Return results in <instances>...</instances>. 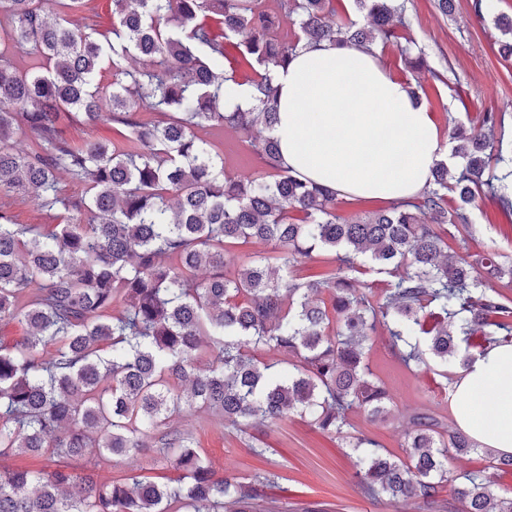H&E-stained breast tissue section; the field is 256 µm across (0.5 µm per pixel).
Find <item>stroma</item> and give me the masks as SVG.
<instances>
[{
  "mask_svg": "<svg viewBox=\"0 0 512 512\" xmlns=\"http://www.w3.org/2000/svg\"><path fill=\"white\" fill-rule=\"evenodd\" d=\"M472 2L456 0L454 10L444 15L434 0H406L405 37L414 49L423 51L426 68L406 69L392 44L376 48L375 53L392 75L423 86L421 103L432 113L441 139H448L453 125L472 126L479 113H504V125L495 135L508 155L512 153V61L498 54L503 34L494 20L501 14L512 16V0H493L480 19ZM0 210L9 212L16 223L34 224L47 232L66 217L65 212L43 211L33 201L4 191ZM467 211L470 226L450 239L451 249L471 257L493 250L502 262H512V218L485 198L476 199ZM372 341L369 366L393 398L391 413L383 422L353 414V434L373 438L400 457L415 412L430 410L447 429H456L454 385L462 377V365L449 364L444 377L424 368L411 373L393 355L384 328H377ZM171 425L191 434L195 448L212 458L218 475L277 474L276 486L258 499L257 512H394L393 507L362 495L355 478L357 457L345 442L323 435L299 416L254 430L265 449L261 456L251 452L239 431L212 414H185Z\"/></svg>",
  "mask_w": 512,
  "mask_h": 512,
  "instance_id": "1",
  "label": "stroma"
}]
</instances>
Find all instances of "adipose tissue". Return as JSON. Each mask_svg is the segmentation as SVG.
<instances>
[{"instance_id":"1","label":"adipose tissue","mask_w":512,"mask_h":512,"mask_svg":"<svg viewBox=\"0 0 512 512\" xmlns=\"http://www.w3.org/2000/svg\"><path fill=\"white\" fill-rule=\"evenodd\" d=\"M271 134L302 178L369 201L423 189L446 157L433 116L372 55L322 43L277 70ZM458 427L482 446L512 453V345L470 362L456 385Z\"/></svg>"}]
</instances>
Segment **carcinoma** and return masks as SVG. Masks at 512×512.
<instances>
[{
    "mask_svg": "<svg viewBox=\"0 0 512 512\" xmlns=\"http://www.w3.org/2000/svg\"><path fill=\"white\" fill-rule=\"evenodd\" d=\"M0 0V42L29 45L47 61L19 70L0 55V191L70 213L44 233L0 212V456L50 454L78 460L99 448L115 465L145 438L176 476L131 475L128 484L80 468L0 470V512H253L275 474L247 482L218 477L192 436L171 429L184 412L214 413L242 433L296 413L319 432L343 436L350 417H386L392 403L368 364L377 325L406 367L426 364L417 337L448 377L459 336L483 329L479 354L512 342V303L485 288L512 281V264L486 252L470 261L448 251L464 206L504 194L512 158L485 133L502 114L456 125L453 152L466 162L431 169L420 196L353 218L336 215V193L281 165L270 131L278 120L272 71L301 50L329 42L373 52L400 47L412 70L425 65L401 45L397 0H353L363 25L336 0H110L112 39L69 14L85 0ZM289 23L292 36L279 34ZM257 64L250 109H224V84ZM112 68L111 89L97 80ZM154 112L158 120L145 119ZM68 119L112 123L117 141L76 144ZM233 127L267 171L224 177V156L197 130ZM26 138L32 147H18ZM84 185L65 196L58 174ZM461 206L448 211V192ZM430 215L432 224L423 221ZM272 244L268 256L243 244ZM209 270L203 278L201 269ZM392 277L377 300L357 294L354 274ZM261 352L293 357L274 370ZM350 448L364 496L403 512H512V496L484 470L450 475L448 457L477 453L431 414L412 417L405 458L354 436Z\"/></svg>",
    "mask_w": 512,
    "mask_h": 512,
    "instance_id": "obj_1",
    "label": "carcinoma"
}]
</instances>
